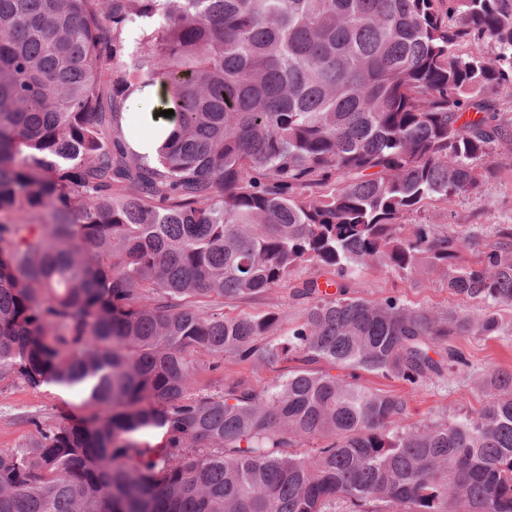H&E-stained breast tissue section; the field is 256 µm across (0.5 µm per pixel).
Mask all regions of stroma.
Listing matches in <instances>:
<instances>
[{
	"mask_svg": "<svg viewBox=\"0 0 512 512\" xmlns=\"http://www.w3.org/2000/svg\"><path fill=\"white\" fill-rule=\"evenodd\" d=\"M494 160L503 166V174L486 181L477 193L458 198L452 206H435L414 214L413 223L433 224L444 232H454L471 224H512V140L499 144ZM356 295L378 299L396 295L407 302L429 307L460 308L461 303L449 295L441 282L427 288L413 286L384 268L361 273L354 285ZM460 345L470 361L469 366L456 369L445 382L427 383L410 388L381 377H371L372 387L393 389L407 399L408 420L414 424L443 419L477 409L483 402L479 389L482 374L501 369L512 372V333L489 339L465 336ZM83 412L80 398L58 385L33 389L15 378L0 380V450L19 447L35 432L28 424L31 415L53 423L77 419Z\"/></svg>",
	"mask_w": 512,
	"mask_h": 512,
	"instance_id": "35a3bbf8",
	"label": "stroma"
}]
</instances>
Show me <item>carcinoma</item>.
Here are the masks:
<instances>
[{
    "instance_id": "cac0c4a2",
    "label": "carcinoma",
    "mask_w": 512,
    "mask_h": 512,
    "mask_svg": "<svg viewBox=\"0 0 512 512\" xmlns=\"http://www.w3.org/2000/svg\"><path fill=\"white\" fill-rule=\"evenodd\" d=\"M158 82L149 161L120 115ZM502 98L512 0H0V379L85 409L0 450V512H512V373L418 425L366 383L445 381L504 332L512 224L408 223L498 177ZM374 266L478 311L353 295ZM282 287L285 331L246 310ZM196 353L294 366L204 392ZM175 121L172 119H165L162 125L168 127V131L163 133L159 138L151 139L152 134L142 135L138 140L129 141L128 146L131 150L141 156H145L148 160H153L157 156V150L167 137L169 131L174 127Z\"/></svg>"
}]
</instances>
